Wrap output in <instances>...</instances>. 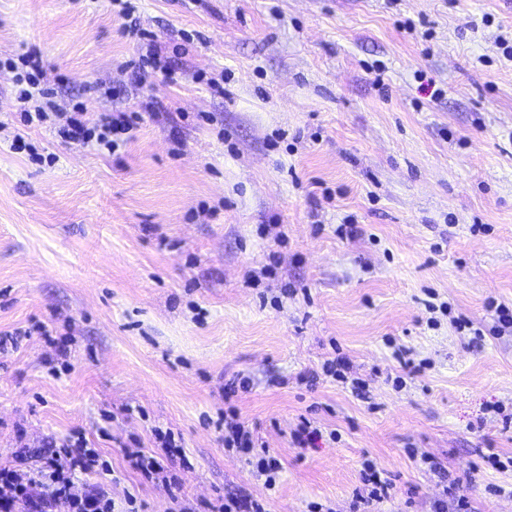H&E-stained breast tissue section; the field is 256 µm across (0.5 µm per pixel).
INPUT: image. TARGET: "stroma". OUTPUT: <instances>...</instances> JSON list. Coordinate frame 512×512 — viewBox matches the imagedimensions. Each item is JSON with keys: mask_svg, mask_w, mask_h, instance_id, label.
<instances>
[{"mask_svg": "<svg viewBox=\"0 0 512 512\" xmlns=\"http://www.w3.org/2000/svg\"><path fill=\"white\" fill-rule=\"evenodd\" d=\"M137 7L178 83L134 84L112 0H0V332L20 334L0 350V460L81 432L104 467L78 485L138 512L241 494L350 512L370 460L393 479L384 512H433L416 448L476 512H512V467L482 460L512 457L487 410L512 407V331L487 315L512 308V0ZM30 50L57 111H158L111 156L25 127L10 65ZM18 135L55 163L13 153ZM348 216L362 238L337 236ZM337 352L364 395L322 375ZM226 416L277 457L275 489L225 446ZM305 418L337 440L293 447ZM157 428L189 461L172 493L126 456Z\"/></svg>", "mask_w": 512, "mask_h": 512, "instance_id": "35a3bbf8", "label": "stroma"}]
</instances>
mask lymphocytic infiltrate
<instances>
[{"instance_id": "1", "label": "lymphocytic infiltrate", "mask_w": 512, "mask_h": 512, "mask_svg": "<svg viewBox=\"0 0 512 512\" xmlns=\"http://www.w3.org/2000/svg\"><path fill=\"white\" fill-rule=\"evenodd\" d=\"M22 72L14 76L20 121L27 127L53 123L56 135L68 142L90 144L115 154L133 136L140 123L134 113L109 112L87 118L84 110L50 118L46 90L39 76L41 60L37 52L22 55ZM159 453L129 452L133 467L145 479L166 481L163 460L180 458L181 451L168 434H159ZM99 466V455L87 448L83 438L63 441L49 451L19 448L12 452L9 465L0 466V512H113L114 503L103 492H77L76 473H88Z\"/></svg>"}]
</instances>
